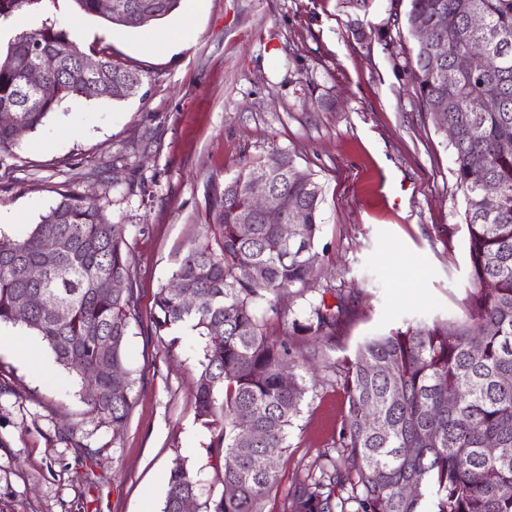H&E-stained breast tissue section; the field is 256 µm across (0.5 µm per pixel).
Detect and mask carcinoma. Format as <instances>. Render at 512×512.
Instances as JSON below:
<instances>
[{
    "instance_id": "carcinoma-1",
    "label": "carcinoma",
    "mask_w": 512,
    "mask_h": 512,
    "mask_svg": "<svg viewBox=\"0 0 512 512\" xmlns=\"http://www.w3.org/2000/svg\"><path fill=\"white\" fill-rule=\"evenodd\" d=\"M46 0H0V21L40 9ZM126 18L107 22L126 28L147 27L169 14L179 0H154L149 15L140 0H125ZM483 27H470L473 12ZM455 19L444 30L442 15ZM420 19L433 30L430 44L416 43L402 53L400 66L414 80L416 99L436 128L449 134L457 186L463 193L464 224L448 228V241L465 236L470 285L463 314L452 320L407 323L365 338L343 360L340 389L347 411L338 447L355 460L342 471L336 458L322 453L319 473L298 481L284 497L280 512H512V0H410V36ZM60 55L59 69L38 90L40 107L17 113L14 124H0V150L21 144L64 99L79 96L84 75L71 53L69 35L46 23L16 35L0 56V110L14 108L31 64L30 45ZM471 52L468 68L458 70L459 54ZM101 98L111 99L112 82L142 75L101 48ZM483 102L479 110L468 103ZM291 155L273 150L242 163L237 175L214 191L208 202L215 223L188 248L172 279L192 289L188 309L180 296L163 286L154 296L151 327L158 336L190 322L205 339L197 380L195 415L208 425L221 424L212 452L224 459V490L204 502L203 512H263L262 502L279 483L268 467L267 448L286 447L293 421L308 393L306 380L293 375L283 386L280 371L301 366L296 345L268 333L270 316H280V292L312 289L320 281L322 188L312 175L292 179L284 162ZM262 168L276 191L297 209L284 215L260 213L251 234L237 232L239 210L249 205L251 172ZM498 189L489 210L485 186ZM293 224L295 239L282 241L279 225ZM52 237L57 249L46 254L41 242ZM122 224L104 209L70 193L26 234L0 238V323L24 325L50 349L55 361L85 385L91 412L102 415L119 434L127 421L134 380L126 371L123 348L138 300L127 262ZM29 265L46 267L31 281ZM260 266L264 279L249 269ZM113 279L124 292L108 293ZM40 295L28 319L14 315L23 298ZM336 306L322 302L308 317L292 321L293 332L318 345L328 360L345 316L342 297ZM262 303L266 314L257 312ZM109 339L103 352L98 341ZM108 362L125 372L126 387L116 390L109 378L89 376ZM223 398H217V393ZM255 426L260 438L247 442L240 430ZM495 441L508 453L494 457L485 445ZM415 486L413 495L404 493ZM197 481L183 465L169 476L163 512H178L179 502L196 495Z\"/></svg>"
}]
</instances>
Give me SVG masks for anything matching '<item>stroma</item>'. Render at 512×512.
<instances>
[{
  "label": "stroma",
  "mask_w": 512,
  "mask_h": 512,
  "mask_svg": "<svg viewBox=\"0 0 512 512\" xmlns=\"http://www.w3.org/2000/svg\"><path fill=\"white\" fill-rule=\"evenodd\" d=\"M409 0H181L145 28L46 0L22 23L0 24V50L20 29L50 23L81 49L109 47L143 76L121 100L62 101L21 145L0 151V237L39 222L61 193L101 205L125 225L140 319L124 359L135 385L126 425L113 433L67 372L0 355V512H163L170 470L185 464L198 502L219 496L218 431L195 416L203 342L195 331L155 335L154 295L214 217L207 195L246 158L289 153L321 185L322 290L282 295L273 335L319 302L347 297V319L275 461L280 482L263 502L278 512L294 482L315 472L346 414L331 362L364 337L403 323L463 314L469 266L460 240L464 199L445 136L419 107L391 13ZM170 31L153 53L143 42Z\"/></svg>",
  "instance_id": "1"
}]
</instances>
